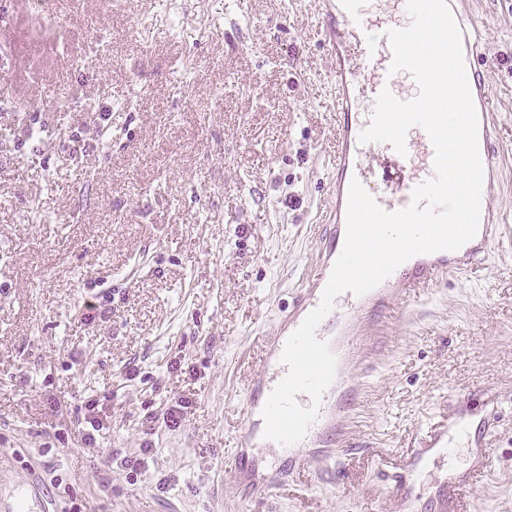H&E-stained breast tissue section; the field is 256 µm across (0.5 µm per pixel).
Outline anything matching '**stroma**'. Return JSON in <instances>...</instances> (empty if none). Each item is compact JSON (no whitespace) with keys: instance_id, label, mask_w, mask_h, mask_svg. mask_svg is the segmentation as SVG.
<instances>
[{"instance_id":"1","label":"stroma","mask_w":512,"mask_h":512,"mask_svg":"<svg viewBox=\"0 0 512 512\" xmlns=\"http://www.w3.org/2000/svg\"><path fill=\"white\" fill-rule=\"evenodd\" d=\"M466 7L512 182V0ZM0 12V512L30 491L33 512H395L378 468L467 393L502 402L464 512H512L506 190L491 203L511 231L472 276L361 321L342 455L261 501L256 484L283 458L254 446L234 468L264 339L326 222L336 95L322 0H82L52 16L0 0ZM59 84L67 95L48 99ZM93 399L105 419L89 448ZM451 438L454 453L414 478L420 503L468 463L466 429ZM147 446L148 467H113Z\"/></svg>"}]
</instances>
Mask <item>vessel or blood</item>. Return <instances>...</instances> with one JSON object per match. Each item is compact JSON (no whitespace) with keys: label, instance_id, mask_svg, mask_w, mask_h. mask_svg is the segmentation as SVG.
<instances>
[{"label":"vessel or blood","instance_id":"b4317fda","mask_svg":"<svg viewBox=\"0 0 512 512\" xmlns=\"http://www.w3.org/2000/svg\"><path fill=\"white\" fill-rule=\"evenodd\" d=\"M322 4L324 41L338 88L339 148L330 161L335 199L333 223L324 238L322 257L311 279L293 298L291 308L283 317V330L267 339V355L247 391L246 411L250 414L262 412L276 381L286 376L288 368L281 361L285 344L319 305L333 266L343 251L351 181H359L381 208L396 211L407 207L413 189L434 175V146L421 127H412L407 135V153L403 156L390 144L359 141L360 132L371 122L375 100L382 90H389L401 100L416 96L415 91H404L399 87L402 80L408 79V72H391L392 50L386 36L388 30L406 27V0H376L371 8L365 0H322ZM453 16L462 32L468 82L479 116L478 149L484 176L478 233L458 250L410 258L403 264L404 274H392L368 293L350 296L345 310L331 309L318 326L316 335L328 342L340 366L365 357L354 341V329L366 310L385 308L398 297H408L433 287L448 275L473 273L502 229L501 216L491 206L501 170L493 141L494 124L488 108L486 79L477 54L482 32L467 10H454ZM486 405L485 412L476 417L471 412L469 396H458L447 425L431 427L418 447L411 449L404 460L396 464L389 486L396 512H422L410 491L408 475L425 465L433 454L448 452L450 426L464 424L471 429L472 462L464 471H449L431 506V512H458L460 489L485 471L484 447L498 421L499 402L491 396ZM341 409L340 385L335 382L323 396L318 418L310 427L308 438L334 433L336 416Z\"/></svg>","mask_w":512,"mask_h":512}]
</instances>
